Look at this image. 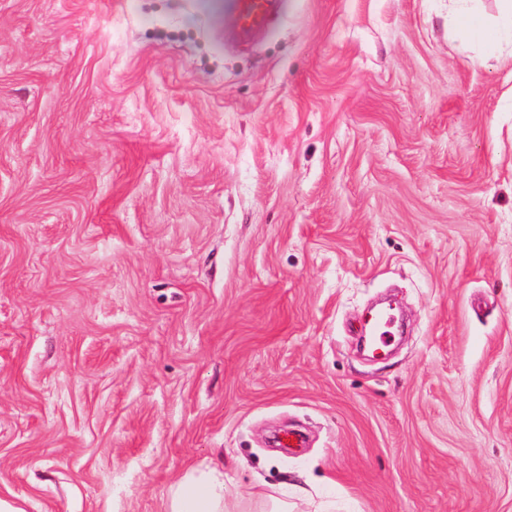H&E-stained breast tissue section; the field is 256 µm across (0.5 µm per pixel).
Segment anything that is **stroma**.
<instances>
[{"instance_id": "35a3bbf8", "label": "stroma", "mask_w": 512, "mask_h": 512, "mask_svg": "<svg viewBox=\"0 0 512 512\" xmlns=\"http://www.w3.org/2000/svg\"><path fill=\"white\" fill-rule=\"evenodd\" d=\"M456 10L0 0V499L512 512V45ZM224 22H231L242 34L262 30L276 0H230ZM382 309L390 310L395 316V311H394L395 309L390 307L388 303H383V304L378 305L377 308L375 309V311L373 312L374 316H373V319L371 320L369 327H368L369 328V336H366V350L370 354L375 350H381L383 352H387L382 349L376 348L374 346V344H373L374 336H378V337H375V342L380 347L388 346V344L392 338L391 336H393V333L391 330L392 325H393V319L389 315H382L379 317L376 327L374 329V334H373L374 317H375L376 313ZM372 334H373V336H372ZM224 511V468H194L170 487L168 512Z\"/></svg>"}]
</instances>
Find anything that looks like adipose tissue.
Masks as SVG:
<instances>
[{
	"mask_svg": "<svg viewBox=\"0 0 512 512\" xmlns=\"http://www.w3.org/2000/svg\"><path fill=\"white\" fill-rule=\"evenodd\" d=\"M499 2L500 15L495 26H488L473 11L461 19L462 31L490 48L502 40L512 41V0ZM168 512H225L223 469L196 468L174 482L170 487Z\"/></svg>",
	"mask_w": 512,
	"mask_h": 512,
	"instance_id": "obj_1",
	"label": "adipose tissue"
}]
</instances>
